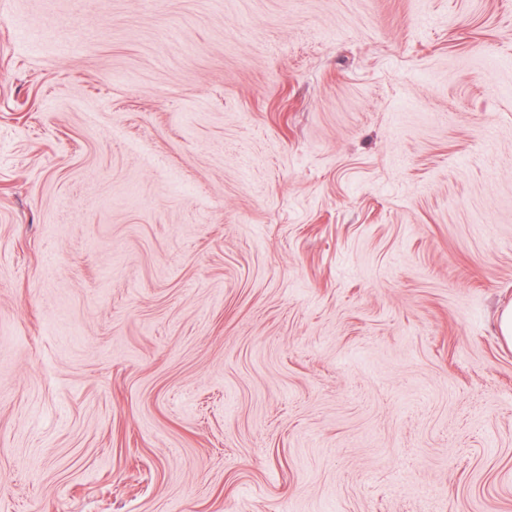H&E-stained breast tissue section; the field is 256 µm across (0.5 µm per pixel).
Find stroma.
<instances>
[{"instance_id":"stroma-1","label":"stroma","mask_w":512,"mask_h":512,"mask_svg":"<svg viewBox=\"0 0 512 512\" xmlns=\"http://www.w3.org/2000/svg\"><path fill=\"white\" fill-rule=\"evenodd\" d=\"M512 0H0V512H512Z\"/></svg>"}]
</instances>
